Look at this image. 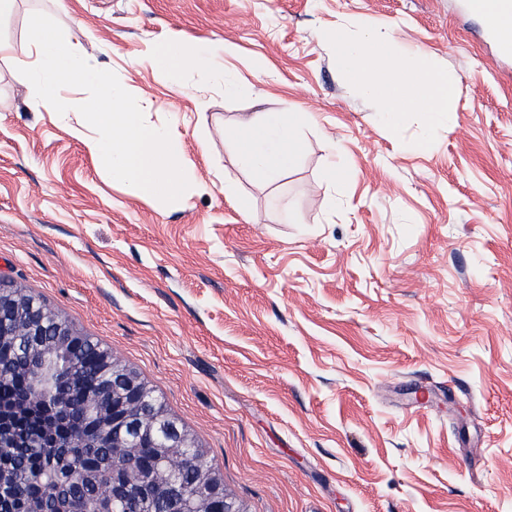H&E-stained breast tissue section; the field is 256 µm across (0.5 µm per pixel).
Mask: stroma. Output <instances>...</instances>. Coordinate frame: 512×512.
I'll return each mask as SVG.
<instances>
[{
  "label": "stroma",
  "instance_id": "obj_1",
  "mask_svg": "<svg viewBox=\"0 0 512 512\" xmlns=\"http://www.w3.org/2000/svg\"><path fill=\"white\" fill-rule=\"evenodd\" d=\"M461 3L20 0L0 18L20 53L42 11L148 93L152 123L178 115L194 180L174 201L114 184L0 57V282L136 371L244 512H512V59ZM339 24L447 71L430 148L425 113L375 121L322 39ZM172 36L223 43L236 90L159 80L140 58ZM256 112L302 116L266 181L224 147Z\"/></svg>",
  "mask_w": 512,
  "mask_h": 512
}]
</instances>
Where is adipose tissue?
Returning a JSON list of instances; mask_svg holds the SVG:
<instances>
[{
  "label": "adipose tissue",
  "instance_id": "ef3b65f1",
  "mask_svg": "<svg viewBox=\"0 0 512 512\" xmlns=\"http://www.w3.org/2000/svg\"><path fill=\"white\" fill-rule=\"evenodd\" d=\"M30 48L15 65L27 76L36 108L69 119L66 87L74 82L94 86V96L81 102L84 120L70 127L86 153L100 163L113 182L133 187L156 199L180 198L191 179L181 136L168 124L146 123L128 102L125 86L111 70L89 68L78 48L65 47L41 13L28 19ZM326 38L336 48V60L345 77L380 106L378 118L388 127L399 126L408 113L428 115L418 145L429 148L433 134L453 95L446 70L418 60L406 62L393 47L389 34L373 29L353 37L344 27L330 29ZM223 46L203 43L189 48L183 41L157 43L141 61L159 79L180 77L191 69L207 71L225 90L236 86L235 75L219 59ZM297 118L283 112H257L242 119L225 145L257 177L270 178L294 162L299 142Z\"/></svg>",
  "mask_w": 512,
  "mask_h": 512
}]
</instances>
